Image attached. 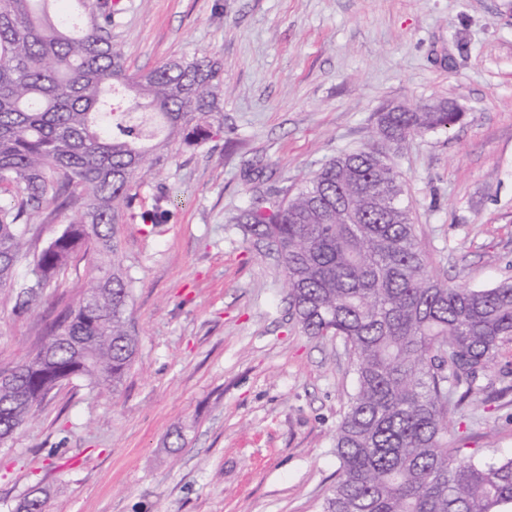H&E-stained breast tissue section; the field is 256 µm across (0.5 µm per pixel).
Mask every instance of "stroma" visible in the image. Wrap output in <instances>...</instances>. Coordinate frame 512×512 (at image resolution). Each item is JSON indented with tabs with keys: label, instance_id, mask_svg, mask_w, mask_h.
<instances>
[{
	"label": "stroma",
	"instance_id": "stroma-1",
	"mask_svg": "<svg viewBox=\"0 0 512 512\" xmlns=\"http://www.w3.org/2000/svg\"><path fill=\"white\" fill-rule=\"evenodd\" d=\"M130 72L208 55L224 130L147 174L119 227L136 357L119 389L61 382L0 444V512H319L353 391L342 340L293 330L276 255L232 219L330 159L386 149L431 271L512 277V0H115ZM462 120L386 148L378 112L438 101ZM169 216L145 225L158 196ZM77 253L29 304L0 290V371L84 296ZM463 456L512 453V391L452 406Z\"/></svg>",
	"mask_w": 512,
	"mask_h": 512
}]
</instances>
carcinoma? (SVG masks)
Segmentation results:
<instances>
[{
	"instance_id": "obj_1",
	"label": "carcinoma",
	"mask_w": 512,
	"mask_h": 512,
	"mask_svg": "<svg viewBox=\"0 0 512 512\" xmlns=\"http://www.w3.org/2000/svg\"><path fill=\"white\" fill-rule=\"evenodd\" d=\"M0 0V288L14 287L32 226L50 207L72 212L19 284L29 301L76 252L101 263L76 309L44 348L53 373L20 377L25 401L0 386V433L38 407L56 373L114 389L137 352L127 326V275L112 260L134 190L173 154L224 131V73L207 56L128 73L112 34L110 0ZM128 96L122 111L115 95ZM462 113H380L377 134L406 138L447 130ZM170 198L143 220L157 224ZM233 222L277 253L298 331L339 338L355 390L336 429L340 461L321 512H503L512 506V454L460 456L448 441V406L491 396L482 384L500 347L512 342V283L450 285L431 274L402 176L369 151L337 156L292 197L258 198Z\"/></svg>"
}]
</instances>
